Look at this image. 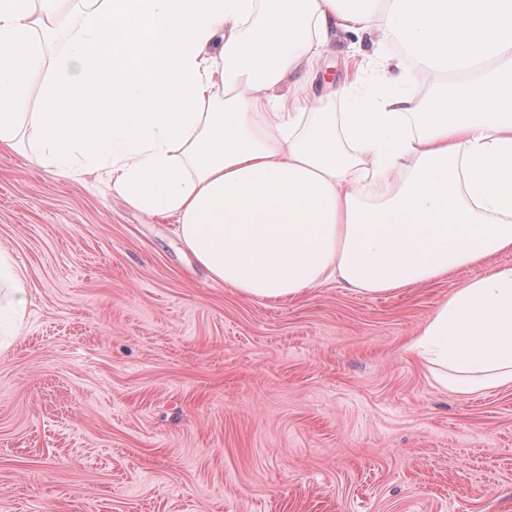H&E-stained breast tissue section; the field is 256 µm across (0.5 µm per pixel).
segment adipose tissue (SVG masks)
Segmentation results:
<instances>
[{
  "instance_id": "obj_1",
  "label": "adipose tissue",
  "mask_w": 512,
  "mask_h": 512,
  "mask_svg": "<svg viewBox=\"0 0 512 512\" xmlns=\"http://www.w3.org/2000/svg\"><path fill=\"white\" fill-rule=\"evenodd\" d=\"M59 2L0 0V146L23 135L41 166L105 171L249 299L332 280L392 293L476 268L405 350L443 392L512 387V267H484L512 252V0H77V80L46 57ZM375 26L415 54L372 58L333 111L319 61ZM390 66L402 82L368 87Z\"/></svg>"
}]
</instances>
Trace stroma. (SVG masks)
<instances>
[{
    "mask_svg": "<svg viewBox=\"0 0 512 512\" xmlns=\"http://www.w3.org/2000/svg\"><path fill=\"white\" fill-rule=\"evenodd\" d=\"M406 53L344 33L320 73ZM175 229L0 150V250L28 287L0 338V512H512V388L448 395L404 350L474 268L249 300Z\"/></svg>",
    "mask_w": 512,
    "mask_h": 512,
    "instance_id": "1",
    "label": "stroma"
}]
</instances>
